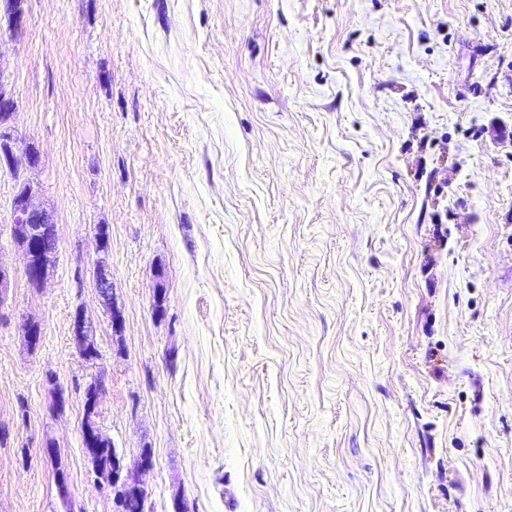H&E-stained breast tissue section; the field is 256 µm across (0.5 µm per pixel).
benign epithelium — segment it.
I'll return each instance as SVG.
<instances>
[{"instance_id": "1", "label": "benign epithelium", "mask_w": 512, "mask_h": 512, "mask_svg": "<svg viewBox=\"0 0 512 512\" xmlns=\"http://www.w3.org/2000/svg\"><path fill=\"white\" fill-rule=\"evenodd\" d=\"M14 115V101L9 96L3 79L0 78V149L6 159H11V144L16 141L15 126L10 124ZM106 234L104 226L93 228V241L98 254L97 288L107 303L112 300V276L108 270L105 250L101 248V239ZM11 241L19 246L25 256L24 272L29 282L35 285L44 283L57 249V230L52 215L42 206L31 184H25L23 190L14 199V219L11 224ZM75 337L81 349L92 352L94 341L90 339L88 326L83 317L75 321ZM92 403L85 406L82 433L89 443V452L105 446L108 440L103 438L94 417L98 415L96 407L103 395L104 385L96 379L91 382ZM152 466L150 452L144 451L133 463L127 464L117 452H112V480L97 476L100 485L112 488L114 501L119 510L134 498L145 503L146 491L141 484V475Z\"/></svg>"}]
</instances>
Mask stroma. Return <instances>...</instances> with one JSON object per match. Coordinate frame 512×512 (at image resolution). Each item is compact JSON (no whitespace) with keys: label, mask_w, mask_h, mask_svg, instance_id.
Masks as SVG:
<instances>
[{"label":"stroma","mask_w":512,"mask_h":512,"mask_svg":"<svg viewBox=\"0 0 512 512\" xmlns=\"http://www.w3.org/2000/svg\"><path fill=\"white\" fill-rule=\"evenodd\" d=\"M22 8L0 512H115L95 379L102 436L153 454L145 512H512V0ZM20 177L57 226L38 287ZM104 234H107L104 226L98 224L93 228V241L95 244V250L98 254L96 269H97V288L100 296L103 298L104 302H111L112 300V276L110 271L108 270V265L106 263L105 253L106 250H103L101 245V239ZM90 385L92 386L93 399L91 405L85 406L82 433L85 435L89 446L92 447L88 448V455L91 457L96 448L103 447L110 442L102 437L97 423L93 419V417H97L98 415V411H95V409L103 395L104 385L99 379H95Z\"/></svg>","instance_id":"35a3bbf8"}]
</instances>
